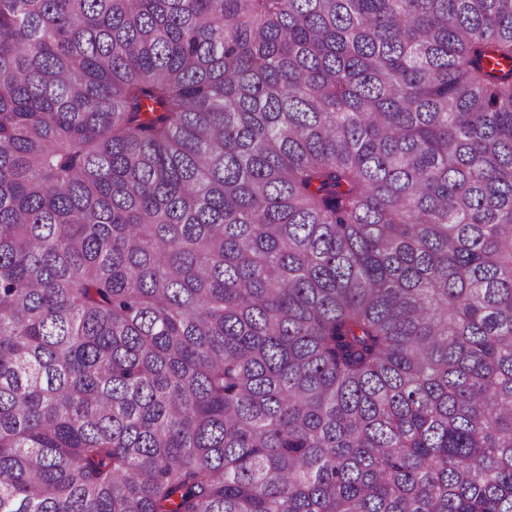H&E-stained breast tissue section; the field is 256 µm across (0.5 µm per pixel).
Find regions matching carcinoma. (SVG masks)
<instances>
[{
  "label": "carcinoma",
  "mask_w": 512,
  "mask_h": 512,
  "mask_svg": "<svg viewBox=\"0 0 512 512\" xmlns=\"http://www.w3.org/2000/svg\"><path fill=\"white\" fill-rule=\"evenodd\" d=\"M0 512H512V0H0Z\"/></svg>",
  "instance_id": "obj_1"
}]
</instances>
